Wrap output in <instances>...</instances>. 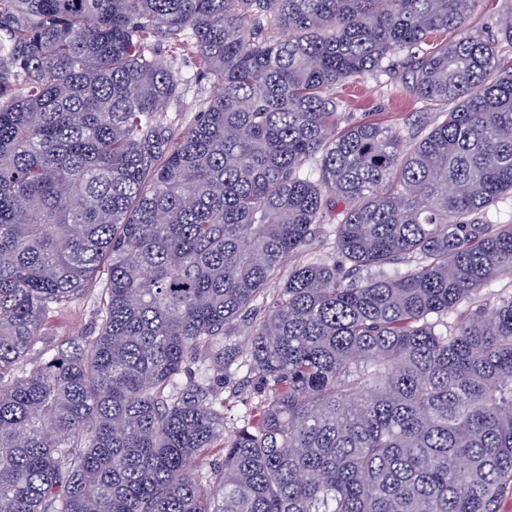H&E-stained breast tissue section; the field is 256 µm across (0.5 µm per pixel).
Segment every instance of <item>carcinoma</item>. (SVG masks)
I'll use <instances>...</instances> for the list:
<instances>
[{"instance_id": "obj_1", "label": "carcinoma", "mask_w": 512, "mask_h": 512, "mask_svg": "<svg viewBox=\"0 0 512 512\" xmlns=\"http://www.w3.org/2000/svg\"><path fill=\"white\" fill-rule=\"evenodd\" d=\"M475 2L0 0V512H505L512 294L484 289L512 225L484 215L512 193V16L485 39ZM187 31L219 90L165 155L182 88L148 41ZM398 54L407 95L455 107L408 150L332 134L333 88ZM330 195L350 268L298 263L263 302L238 357L267 400L227 436L224 389L176 379L230 370ZM103 266L98 335L26 371Z\"/></svg>"}]
</instances>
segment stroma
<instances>
[{"label":"stroma","instance_id":"stroma-1","mask_svg":"<svg viewBox=\"0 0 512 512\" xmlns=\"http://www.w3.org/2000/svg\"><path fill=\"white\" fill-rule=\"evenodd\" d=\"M510 15L512 0H479L466 27L482 36L495 38L503 18ZM149 45L157 58L167 63L183 83L181 99L156 116L157 125L164 129L169 145L173 146L196 122L214 90V79L205 72L193 49L176 46L164 37L152 38ZM410 78L406 58L399 54L385 61L383 71L337 86L334 95L339 103L338 128L364 121L380 122L398 130L408 143L414 136L427 134L437 115L425 103L406 96L404 85ZM338 213L335 207L325 213L318 235L300 252L299 261L341 263L342 257L335 244ZM107 278L106 270H99L78 296L46 317L41 333L53 347L66 349L72 343L96 336ZM232 379L239 388L237 392L224 395V429L229 433L241 426L243 416L260 401L256 380L247 379L241 370L233 374Z\"/></svg>","mask_w":512,"mask_h":512}]
</instances>
